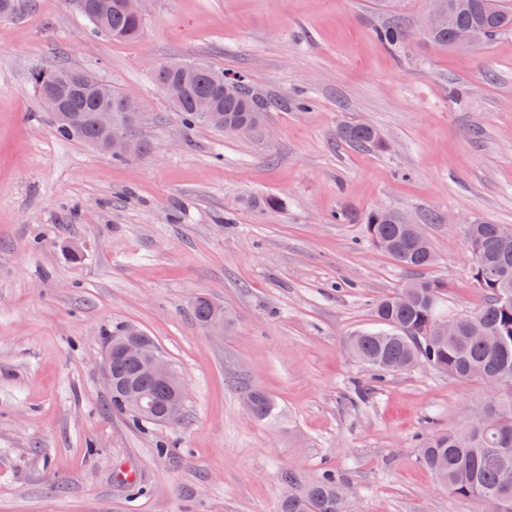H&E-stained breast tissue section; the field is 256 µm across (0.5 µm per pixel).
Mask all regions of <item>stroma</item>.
I'll list each match as a JSON object with an SVG mask.
<instances>
[{
	"mask_svg": "<svg viewBox=\"0 0 512 512\" xmlns=\"http://www.w3.org/2000/svg\"><path fill=\"white\" fill-rule=\"evenodd\" d=\"M134 41L90 32L73 0L0 20V512H277L282 470H335L357 512H491L439 489L417 457L463 430L485 385L426 364L378 380L345 347L376 299L445 283L444 314L485 300L465 221L512 228V33L482 53L416 32L424 0H148ZM413 37L375 35L392 21ZM245 79L271 109L247 137L183 126L156 86L171 60ZM96 74L140 107L141 160L56 135L39 66ZM347 121L386 146L336 138ZM274 196L275 209L255 208ZM421 223L438 255L414 274L365 217ZM205 296L229 319L196 321ZM130 324L178 367L183 422L112 407L102 335ZM275 402L264 419L247 389Z\"/></svg>",
	"mask_w": 512,
	"mask_h": 512,
	"instance_id": "stroma-1",
	"label": "stroma"
}]
</instances>
